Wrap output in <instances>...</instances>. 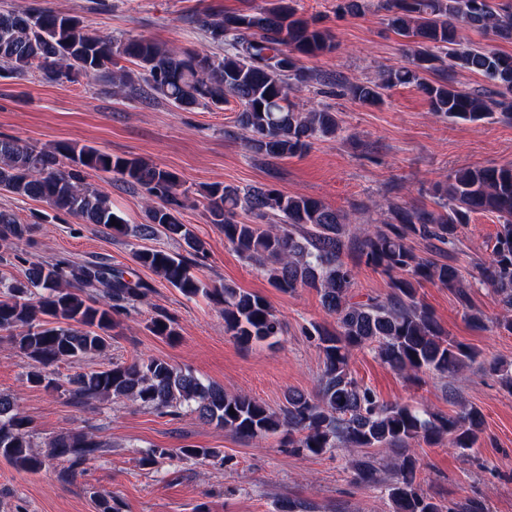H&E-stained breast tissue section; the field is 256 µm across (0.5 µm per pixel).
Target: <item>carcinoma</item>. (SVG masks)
I'll return each mask as SVG.
<instances>
[{"label": "carcinoma", "instance_id": "cac0c4a2", "mask_svg": "<svg viewBox=\"0 0 512 512\" xmlns=\"http://www.w3.org/2000/svg\"><path fill=\"white\" fill-rule=\"evenodd\" d=\"M296 2L267 0L245 12L197 15L196 24L222 48L221 56L141 36L115 40L89 30L77 15L44 7L1 10L0 71L15 78L37 72L58 84L106 77L115 94L129 88L183 109L233 100L239 106L236 124L245 147L285 159L342 131L336 113L327 108L301 112L292 100L311 78L323 86H343L330 73L311 77L300 68V58L331 53L339 43L329 30L298 15ZM380 8L387 12L390 29L406 41V63L384 69L375 81L346 86L354 100L377 105L391 88L414 84L430 110L452 122H512V54L460 37V29L468 27L512 43L511 3L381 0ZM118 58L136 64L137 77L112 69ZM458 70L483 77L494 91L481 95L458 86L453 77ZM425 73L433 78H424ZM88 170L112 173L143 188L145 223L128 229L109 197L86 184ZM0 190L43 201L87 224L131 232L142 241L161 235L181 241V254L140 245L133 250V260L186 298L201 296L221 306L225 333L242 346L282 334L283 325L265 297L230 284L206 283L194 273V258L204 245L179 219L191 200L175 173L93 146L47 150L5 138L0 139ZM203 205L209 222L224 233V242L260 270L272 287L285 293L316 290L324 311L336 320L332 331L318 324L307 331L323 358L317 390L290 391L285 404L274 410L247 393L206 383L189 368L147 357L76 374L67 380L68 395L82 404L98 398L127 399L161 415L175 416L187 408L202 423L242 439L282 434L285 446L297 454L322 455L343 448L349 452L354 479L364 485L377 481L378 461L356 451H391L394 476L386 491L392 512H444V506L421 489L412 445L446 440L448 447L466 455L483 433L481 410L465 405L447 416L382 402L352 376L349 362L354 351L373 347L382 363L416 377L427 370L452 373L477 361L479 354L448 338L420 302L417 287L424 282L452 292L473 326L490 325L512 335V163L460 168L436 188V208L393 205L389 217L374 227L354 225L347 214L313 197L270 186L240 190L214 183L205 190ZM475 213H493L499 221L491 258L477 272L479 282L491 288L501 304V313L490 319L474 309L469 285L456 266L421 257L412 246L416 239L434 248L439 243L455 245ZM30 232V225L0 209L1 241L21 242ZM348 252L387 276L390 292L385 297L354 300L355 272L342 259ZM133 275V270L78 264L63 257L31 264L22 280H0V332H9V340L30 360V384L55 390L48 368L107 348L118 316L152 291L149 282ZM148 328L156 336H179L176 320L165 312L152 317ZM483 365L512 392V373L503 364L492 359ZM49 447L74 473L98 457L105 445L92 433L64 432L51 439ZM180 453L195 460L224 461L216 448H182ZM0 458L27 473L43 465L17 398L2 393Z\"/></svg>", "mask_w": 512, "mask_h": 512}]
</instances>
